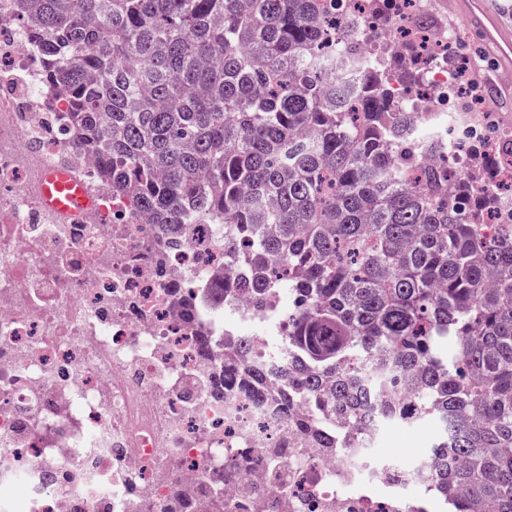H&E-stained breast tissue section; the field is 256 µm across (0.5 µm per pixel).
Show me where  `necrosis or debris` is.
<instances>
[{"mask_svg": "<svg viewBox=\"0 0 512 512\" xmlns=\"http://www.w3.org/2000/svg\"><path fill=\"white\" fill-rule=\"evenodd\" d=\"M447 10L446 0H393L390 27L363 29L375 59L420 43L424 90L407 95L408 111H449L459 87ZM499 127L498 113H460L449 162L473 176L469 145L496 140ZM58 166L83 181L94 209L63 217L43 205L36 188ZM144 228L76 151L31 40L0 8V486L26 490L20 503L0 497V512H211L208 493L179 495L168 482L240 452L248 464L225 487L224 512H403L415 487L392 480L387 455L325 463L301 444L271 476L266 452L284 415L204 393L213 366L197 338L234 332L206 306L185 323L170 291L223 277V225H186L161 268L139 245Z\"/></svg>", "mask_w": 512, "mask_h": 512, "instance_id": "necrosis-or-debris-1", "label": "necrosis or debris"}]
</instances>
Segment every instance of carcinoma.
Masks as SVG:
<instances>
[{"mask_svg":"<svg viewBox=\"0 0 512 512\" xmlns=\"http://www.w3.org/2000/svg\"><path fill=\"white\" fill-rule=\"evenodd\" d=\"M349 0H15L75 147L134 214L143 242L186 224L224 225L242 273L191 292L183 319L239 289L288 304L281 348L198 337L224 358L218 398L275 403L294 438L326 457L368 450L359 431L440 424L422 461L423 497L448 512H512V229H488L499 156L469 152L470 181L418 129L394 86L418 92L408 59L363 57ZM390 0H373L374 24ZM341 9L335 29L325 14ZM221 474L196 484L223 509Z\"/></svg>","mask_w":512,"mask_h":512,"instance_id":"cac0c4a2","label":"carcinoma"}]
</instances>
